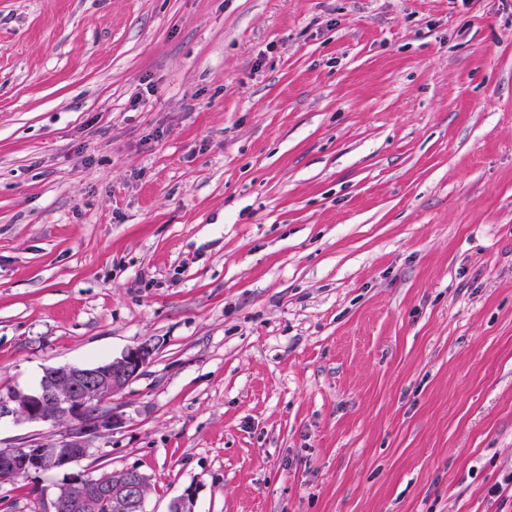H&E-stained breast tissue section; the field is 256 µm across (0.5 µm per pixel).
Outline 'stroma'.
<instances>
[{
	"mask_svg": "<svg viewBox=\"0 0 512 512\" xmlns=\"http://www.w3.org/2000/svg\"><path fill=\"white\" fill-rule=\"evenodd\" d=\"M149 338L146 512H512V0H0V394Z\"/></svg>",
	"mask_w": 512,
	"mask_h": 512,
	"instance_id": "35a3bbf8",
	"label": "stroma"
}]
</instances>
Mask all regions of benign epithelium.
<instances>
[{
    "instance_id": "1",
    "label": "benign epithelium",
    "mask_w": 512,
    "mask_h": 512,
    "mask_svg": "<svg viewBox=\"0 0 512 512\" xmlns=\"http://www.w3.org/2000/svg\"><path fill=\"white\" fill-rule=\"evenodd\" d=\"M155 350L156 345L146 340L109 361L48 367L37 388L15 389L1 395L0 419L50 423L62 416L71 427L62 439L37 447L0 448V478L10 480L49 469H66L85 458L93 438L122 424L120 416L104 408V404L141 375ZM144 478L133 467L116 471L109 481L90 482L75 474L59 488L54 506L66 503L73 512H97L100 499L109 496L115 485L119 489V512H142L144 500L139 497L138 488ZM76 487L82 489V494L72 498L70 491Z\"/></svg>"
}]
</instances>
